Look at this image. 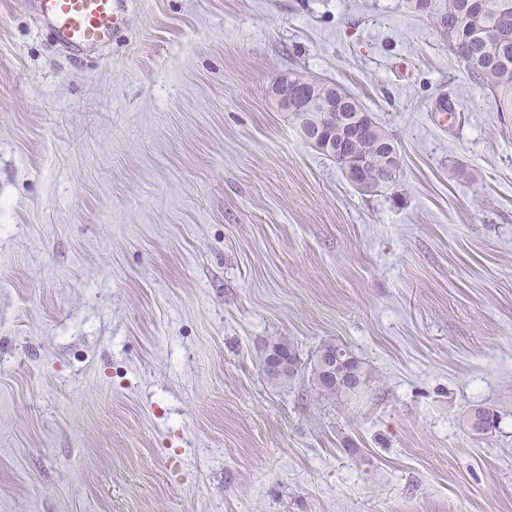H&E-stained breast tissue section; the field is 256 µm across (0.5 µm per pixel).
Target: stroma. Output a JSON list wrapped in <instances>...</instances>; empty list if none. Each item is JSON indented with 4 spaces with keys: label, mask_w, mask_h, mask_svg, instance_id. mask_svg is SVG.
I'll list each match as a JSON object with an SVG mask.
<instances>
[{
    "label": "stroma",
    "mask_w": 512,
    "mask_h": 512,
    "mask_svg": "<svg viewBox=\"0 0 512 512\" xmlns=\"http://www.w3.org/2000/svg\"><path fill=\"white\" fill-rule=\"evenodd\" d=\"M127 2L67 52L0 0V512H512V112L401 0ZM289 70L386 126L392 189L306 144ZM280 336L368 396L271 386ZM318 358L319 373L323 381L330 383L336 379L335 385L321 384L314 381V360L318 354L328 351ZM336 356L338 357L336 364ZM313 362V363H312ZM306 367H304L305 370ZM308 385L319 398L326 401H356L363 393L368 392L369 373L365 366L355 353L346 345L336 342H323L311 355L308 366ZM357 380L360 384L358 391L353 389L352 383Z\"/></svg>",
    "instance_id": "35a3bbf8"
}]
</instances>
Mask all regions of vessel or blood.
I'll list each match as a JSON object with an SVG mask.
<instances>
[{"instance_id":"vessel-or-blood-1","label":"vessel or blood","mask_w":512,"mask_h":512,"mask_svg":"<svg viewBox=\"0 0 512 512\" xmlns=\"http://www.w3.org/2000/svg\"><path fill=\"white\" fill-rule=\"evenodd\" d=\"M41 23L65 50L100 48L124 23L122 0H33Z\"/></svg>"}]
</instances>
